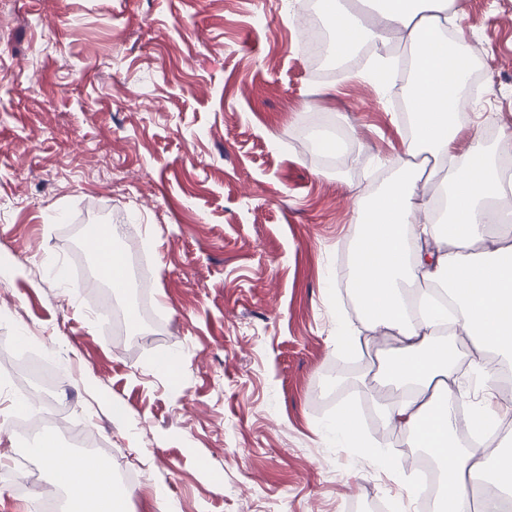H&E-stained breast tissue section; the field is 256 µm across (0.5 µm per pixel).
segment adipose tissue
Returning a JSON list of instances; mask_svg holds the SVG:
<instances>
[{"mask_svg": "<svg viewBox=\"0 0 512 512\" xmlns=\"http://www.w3.org/2000/svg\"><path fill=\"white\" fill-rule=\"evenodd\" d=\"M384 28L402 33L415 48L409 97L415 134L406 157L393 165L406 173L388 189L368 193L355 211L359 232L344 273L367 325L397 342L385 385L408 389L399 404L384 407L386 421L408 436L410 446L431 452L443 485L432 512H474L469 480L487 474V484L512 491V444L482 454L460 443L459 428L470 434L492 430L500 407L498 375L484 352L512 354V237L491 238L500 224L495 202L512 195V167L478 150L451 166L448 146L465 97L469 56L465 34L448 41L452 0H377ZM429 155L431 175H443L448 194L443 212L425 208L424 222L410 227L414 188L422 174L415 157ZM426 282L451 291L457 301L452 318L460 341L477 356L471 366L475 387L458 376V343L435 341L444 310L421 292V310L407 316L402 290ZM65 494L68 512H127L126 493L117 489L92 457L46 440L35 450Z\"/></svg>", "mask_w": 512, "mask_h": 512, "instance_id": "obj_1", "label": "adipose tissue"}]
</instances>
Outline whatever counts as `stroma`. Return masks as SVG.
<instances>
[{"label":"stroma","mask_w":512,"mask_h":512,"mask_svg":"<svg viewBox=\"0 0 512 512\" xmlns=\"http://www.w3.org/2000/svg\"><path fill=\"white\" fill-rule=\"evenodd\" d=\"M482 65L451 155L512 139V0H457ZM262 24H254V16ZM322 0H0V371L19 332L63 371L52 403L141 480L130 512H396V477L327 429L364 418L394 347L342 279L356 203L414 132L367 62L319 74L295 24ZM340 144L335 164L314 140ZM133 218L148 290L85 294L81 240ZM119 303L103 327L93 308ZM0 437V512L50 473Z\"/></svg>","instance_id":"obj_1"}]
</instances>
